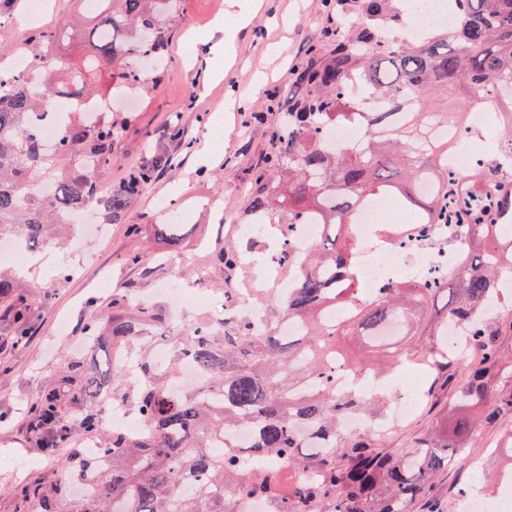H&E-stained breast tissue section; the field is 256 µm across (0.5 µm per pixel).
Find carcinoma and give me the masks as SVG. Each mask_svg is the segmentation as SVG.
Instances as JSON below:
<instances>
[{"label": "carcinoma", "mask_w": 512, "mask_h": 512, "mask_svg": "<svg viewBox=\"0 0 512 512\" xmlns=\"http://www.w3.org/2000/svg\"><path fill=\"white\" fill-rule=\"evenodd\" d=\"M80 68L57 78L56 46L67 27L32 28L21 52L30 75L0 69V241L24 240L30 252L59 246V229L90 207L102 224H119L137 202L166 155L131 170L109 194L101 179L112 168V144L127 121L112 110L93 120L76 107L58 132L55 149L44 148L46 125L59 97L94 101L92 75L109 69L118 84L138 82L134 62L165 64L164 50L181 15V0H98ZM344 28L327 59L312 58L302 73L306 92L290 98L287 122L277 135L269 167L252 180L250 222L260 218L282 235L317 219L323 228L313 249L285 250L280 262L300 269L296 287L266 302V323L224 318V333L198 324L180 337L176 361L202 367L203 386L189 394L169 387L168 373L138 350L164 336L169 326L147 303L125 314L93 315L84 325L107 367L75 362L35 406L43 448H61L96 433V415L71 423L64 403L91 401L125 380L121 358L132 351L138 378L128 384L145 421L142 440L112 433L101 456L109 468L96 494L71 510V485L100 470V460L71 449L59 478L48 488L21 493L38 512H250L263 498L270 512H409L440 469L463 453L458 438L478 422L512 425V356L498 342L512 331V308L475 318L500 281L512 277V172L494 157L472 170L448 169V125L466 127L478 103L499 113L500 140L512 143V0H454L451 25L408 39L404 3L365 0L356 19L339 15ZM362 76L369 94L385 101L381 112H356L349 76ZM359 117L360 147L344 151L328 128ZM379 195L398 199L410 224H464L468 244L461 272L430 275V287L401 283L363 294L354 273L353 224L365 203ZM215 258L227 270L241 263L231 243H217ZM59 281L24 283L0 267V312L8 335L21 345L32 333L30 297ZM475 321L472 348L448 361L438 350L448 320ZM298 323L285 335L280 326ZM356 344L367 352L358 357ZM426 356L459 410L447 425L415 437L411 451L395 453L369 435H346L338 422L347 412L377 414L385 397L336 391L337 368L378 375ZM468 370L465 380L456 372ZM247 429L242 448L224 436ZM285 465L308 475L283 495ZM198 482L194 495L183 487Z\"/></svg>", "instance_id": "1"}]
</instances>
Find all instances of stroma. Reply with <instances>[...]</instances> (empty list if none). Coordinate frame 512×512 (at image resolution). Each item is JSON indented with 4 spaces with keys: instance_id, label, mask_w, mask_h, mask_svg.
Listing matches in <instances>:
<instances>
[{
    "instance_id": "1",
    "label": "stroma",
    "mask_w": 512,
    "mask_h": 512,
    "mask_svg": "<svg viewBox=\"0 0 512 512\" xmlns=\"http://www.w3.org/2000/svg\"><path fill=\"white\" fill-rule=\"evenodd\" d=\"M227 0H182V21L169 45L170 63L160 72H149L127 101L129 128L112 150L114 162L103 180L105 189L116 188L133 167L167 154L171 166L155 180L129 210L124 223L110 224L104 237L86 239L81 247L46 250L32 258L29 270L41 281H52L62 264L75 270L73 278L52 289L50 295H34V333L25 346H15L0 322V363L11 366L0 372V512H18L20 491L31 484L55 482L62 455L39 448L29 425L32 408L51 387L68 363L91 355L84 341V324L92 307H108L112 300L141 299L170 315L162 284L175 279L170 263L146 267L129 262L135 251L166 252L158 234L165 223L164 201L177 199L190 210L193 225L183 241L186 256L195 258L197 271L191 280L201 281L209 302L176 317L178 330L195 323L224 322V291L257 284L263 266L277 248V239L266 234L254 242L249 263L236 275L212 260L209 246L233 242L235 231L249 219L246 191L253 175L276 150L272 129L278 115L259 113L272 96L290 97L297 91L296 72L306 65L312 48L328 53L334 47L335 19L326 0H262L263 7L252 25L235 44V63L224 68L221 78L204 82L210 64L206 41L213 21L222 16ZM283 45L280 59L270 60L267 44ZM261 70L268 81L251 92L249 74ZM224 110V149L220 158L203 157L208 126L216 110ZM179 128L182 140L170 136ZM155 338L141 348L149 359L173 358L179 337ZM457 404L452 390L436 387L421 414L394 434L383 438L384 447L405 452L414 431L442 425ZM508 447L502 427L479 426L465 446L467 452L436 478L432 492L444 501L454 500L459 486L474 484L471 461L487 456L491 442Z\"/></svg>"
}]
</instances>
